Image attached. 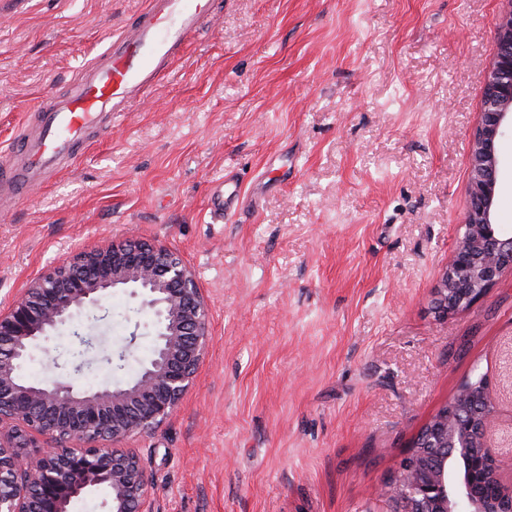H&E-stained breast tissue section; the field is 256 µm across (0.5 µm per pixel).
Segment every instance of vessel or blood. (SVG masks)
Segmentation results:
<instances>
[{"mask_svg":"<svg viewBox=\"0 0 512 512\" xmlns=\"http://www.w3.org/2000/svg\"><path fill=\"white\" fill-rule=\"evenodd\" d=\"M211 14L212 0H149L136 22L109 43L102 62L83 67L69 91L51 96L36 132L20 133L15 165L0 170V199L23 196L47 173L75 164L89 129L111 126L142 102Z\"/></svg>","mask_w":512,"mask_h":512,"instance_id":"b4317fda","label":"vessel or blood"}]
</instances>
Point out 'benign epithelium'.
<instances>
[{
  "mask_svg": "<svg viewBox=\"0 0 512 512\" xmlns=\"http://www.w3.org/2000/svg\"><path fill=\"white\" fill-rule=\"evenodd\" d=\"M497 17V50L487 70L482 111L470 142L467 216L458 247L432 289L433 309L448 320L482 300L512 271V236L495 223L499 140L512 127V0ZM129 288L154 316L151 356L135 378L96 389L28 380L32 349L79 314L103 310L112 290ZM208 347V310L182 257L152 243L126 241L82 249L30 282L0 310V512H70L72 503L104 485L107 512H147L149 479L138 455L103 448L158 427L194 384ZM458 387L459 410L426 424L431 462L406 479H390L382 497L390 512H512V463L491 435L497 410L491 378ZM42 441L28 458L19 449ZM484 479L495 499L478 493Z\"/></svg>",
  "mask_w": 512,
  "mask_h": 512,
  "instance_id": "obj_1",
  "label": "benign epithelium"
}]
</instances>
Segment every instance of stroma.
<instances>
[{
  "instance_id": "obj_1",
  "label": "stroma",
  "mask_w": 512,
  "mask_h": 512,
  "mask_svg": "<svg viewBox=\"0 0 512 512\" xmlns=\"http://www.w3.org/2000/svg\"><path fill=\"white\" fill-rule=\"evenodd\" d=\"M149 0H0V164L46 95L71 87ZM499 0H213L144 104L76 165L0 207V307L84 247L179 252L209 347L179 409L123 441L149 512H386L412 437L481 371L512 456V274L446 321L431 290L467 213L470 137ZM496 221L512 230V130ZM241 199L213 223L211 185ZM99 328L123 369H28L80 387L134 377L152 314L112 293Z\"/></svg>"
}]
</instances>
